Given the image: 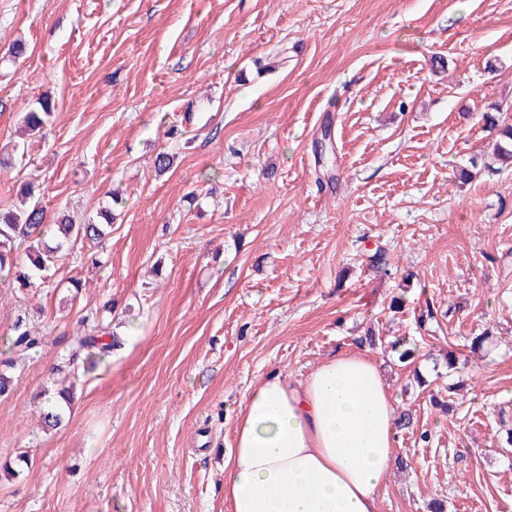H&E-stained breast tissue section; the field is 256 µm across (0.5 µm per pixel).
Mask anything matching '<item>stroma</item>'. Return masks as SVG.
I'll return each mask as SVG.
<instances>
[{
  "label": "stroma",
  "instance_id": "obj_1",
  "mask_svg": "<svg viewBox=\"0 0 512 512\" xmlns=\"http://www.w3.org/2000/svg\"><path fill=\"white\" fill-rule=\"evenodd\" d=\"M18 38L0 149L57 110L0 209L33 179L49 212L114 220L0 282V361L17 315L45 336L0 396V512H226L251 385L351 352L416 418L377 512H512V165L481 118L512 110V0H0V49ZM89 314L122 340L97 364L69 347ZM402 337L413 363L382 347ZM55 105L49 98H44L39 102L37 109L26 112L23 122L26 131L31 134L39 132L54 117ZM51 402H46L41 412L43 426L47 428L58 427L65 418V408L71 406L73 399L72 392L62 390L55 392Z\"/></svg>",
  "mask_w": 512,
  "mask_h": 512
}]
</instances>
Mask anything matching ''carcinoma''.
Returning a JSON list of instances; mask_svg holds the SVG:
<instances>
[{
	"mask_svg": "<svg viewBox=\"0 0 512 512\" xmlns=\"http://www.w3.org/2000/svg\"><path fill=\"white\" fill-rule=\"evenodd\" d=\"M55 105L48 98L39 102V107L25 113L23 122L26 131L39 132L54 117ZM486 125L496 129L500 141L496 144L497 158L508 161L512 159V125L500 123V117L491 113L483 116ZM22 208L19 210H0V270L12 275L15 282L22 287H30L41 273L55 265L58 252L70 241L99 242L112 227V211H104V224H74L70 217L63 215L54 221L47 219L36 185L25 182L20 187ZM12 335L8 345L7 365L14 367L28 359L44 343V336L29 327L27 318L19 315L14 321ZM119 340L110 336L102 342L99 337L84 334L73 337L71 341L73 355L87 350L89 354L104 356L116 346ZM72 392L62 390L55 392L52 401L45 403L41 412L43 426L54 428L62 424L65 409L71 406Z\"/></svg>",
	"mask_w": 512,
	"mask_h": 512,
	"instance_id": "obj_1",
	"label": "carcinoma"
}]
</instances>
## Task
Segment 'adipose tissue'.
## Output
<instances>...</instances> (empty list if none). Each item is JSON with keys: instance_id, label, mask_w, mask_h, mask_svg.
<instances>
[{"instance_id": "obj_1", "label": "adipose tissue", "mask_w": 512, "mask_h": 512, "mask_svg": "<svg viewBox=\"0 0 512 512\" xmlns=\"http://www.w3.org/2000/svg\"><path fill=\"white\" fill-rule=\"evenodd\" d=\"M396 414L376 361L340 354L252 385L224 464L227 512H377Z\"/></svg>"}]
</instances>
